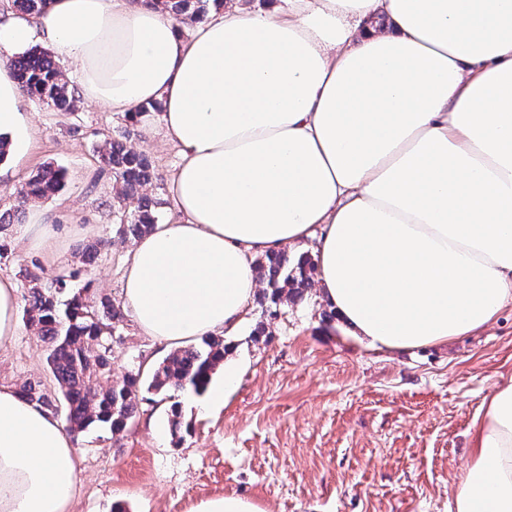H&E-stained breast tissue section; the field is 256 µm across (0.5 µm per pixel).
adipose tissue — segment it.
<instances>
[{
  "label": "adipose tissue",
  "instance_id": "adipose-tissue-1",
  "mask_svg": "<svg viewBox=\"0 0 512 512\" xmlns=\"http://www.w3.org/2000/svg\"><path fill=\"white\" fill-rule=\"evenodd\" d=\"M36 39L80 99L178 152L180 219L123 276L148 336L236 335L254 253L309 240L325 301L375 348L446 343L512 300V0H230L189 34L142 0L0 20V50ZM20 100L0 62V135L22 155ZM484 405L454 512H512V381ZM79 483L61 422L0 386V512H67Z\"/></svg>",
  "mask_w": 512,
  "mask_h": 512
}]
</instances>
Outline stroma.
I'll return each mask as SVG.
<instances>
[{
    "label": "stroma",
    "mask_w": 512,
    "mask_h": 512,
    "mask_svg": "<svg viewBox=\"0 0 512 512\" xmlns=\"http://www.w3.org/2000/svg\"><path fill=\"white\" fill-rule=\"evenodd\" d=\"M22 109L32 115L29 147L21 159L0 161V215L43 164L64 169L66 190L41 202L57 230L43 246L21 242V224L0 226V276L23 297L27 273L65 272L72 288L89 282L98 296L120 300L130 244L120 238L112 174L96 147L128 132V146L153 164L145 192L164 222L178 218L168 192L176 149L102 105L60 112L26 97ZM101 237L112 248L82 264L81 250ZM328 311L315 288L273 317L252 305L230 339L233 378L219 371L212 379L228 387L222 407L206 393L146 392L120 436L95 426L74 434L83 479L68 512H112L117 503L128 512H192L224 495L261 512H453L470 429L493 387L512 379V303L484 329L405 353L359 343ZM261 321L267 335L257 341L252 331ZM168 353L129 317L112 345L118 371L146 376ZM46 357L36 330L19 320L0 346V385L49 378Z\"/></svg>",
    "instance_id": "stroma-1"
}]
</instances>
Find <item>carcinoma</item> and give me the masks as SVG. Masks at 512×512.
<instances>
[{"label": "carcinoma", "instance_id": "carcinoma-1", "mask_svg": "<svg viewBox=\"0 0 512 512\" xmlns=\"http://www.w3.org/2000/svg\"><path fill=\"white\" fill-rule=\"evenodd\" d=\"M222 6L224 0H146L162 10L192 23L202 22L208 2ZM50 0H13L22 13L43 16ZM21 91L38 102L61 112H73L79 98L62 78V70L48 53L34 49L24 56L9 59ZM101 163L112 171L117 202L137 199L131 212H121L120 224L126 236L139 237L151 231L158 215L151 200L138 191L152 181V166L143 155L128 148L121 137L104 140L100 148ZM66 187L65 173L52 165L45 166L15 193L16 210L22 212L35 199L55 196ZM257 278L265 284L257 303L275 315L274 308L305 297L314 284L316 263L307 255L292 261L285 252L265 255L256 262ZM26 296L25 315L37 329L48 350L55 391L65 402L68 431L82 432L99 426L114 436L122 433L138 412L142 387L140 372L132 370L114 376L112 344L123 322L120 306L109 298L95 294L92 283L78 290L69 286L64 274H33ZM231 351L225 340L213 335L201 337L198 345L171 351L154 367L148 389L157 393L190 390L204 393L216 370ZM19 394L26 401L47 409L54 400L40 380L22 384Z\"/></svg>", "mask_w": 512, "mask_h": 512}]
</instances>
